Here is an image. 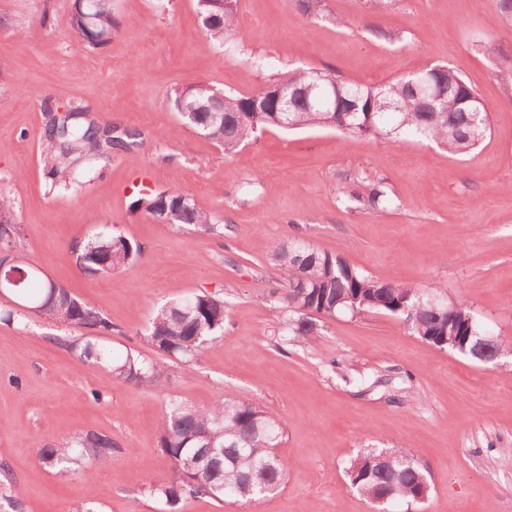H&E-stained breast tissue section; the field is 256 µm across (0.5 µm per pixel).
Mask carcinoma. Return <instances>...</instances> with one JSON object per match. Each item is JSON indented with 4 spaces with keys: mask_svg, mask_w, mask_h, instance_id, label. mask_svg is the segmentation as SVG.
Segmentation results:
<instances>
[{
    "mask_svg": "<svg viewBox=\"0 0 512 512\" xmlns=\"http://www.w3.org/2000/svg\"><path fill=\"white\" fill-rule=\"evenodd\" d=\"M238 0H198L206 44L224 48L237 31ZM70 28L81 50L107 45L119 29V20L107 0L88 11L82 0H72ZM288 89V111L273 105L258 108L253 94H224V111L214 106L218 90L203 81L176 89L171 105L199 137L213 141L229 158L258 132L335 129L357 138L384 137L396 143L435 142L448 154L462 156L487 136L489 117L472 86L447 66L414 61L400 78L371 86L316 69H288L269 80ZM41 156L53 183L66 185L77 163L87 158H108L128 152L138 133L117 125H101L86 107L67 109L56 118L47 109ZM131 208L155 221L174 226L193 225L206 231L217 228L211 213L198 207L180 189H140ZM17 212L11 197L0 193V237L14 240ZM0 264L22 273L16 291L38 316L89 330H108L104 314L77 297L65 285L49 279L34 265L22 264L14 247ZM141 246L111 228L95 227L77 257L87 273H110L136 260ZM271 260L280 270L283 293L275 304L284 314V332L302 343L316 330V317L383 312L400 316L424 341L453 349L459 337L468 338L456 353L481 361L512 347L490 334L462 304L436 299L437 293L414 284L380 281L351 266L339 255L319 251L303 240L276 246ZM224 300L201 293L177 296L157 310L145 329L147 341L160 354L193 362L204 346L224 331ZM82 360H92L109 375L136 385L162 389L168 373L161 363L130 353L115 359L105 346L90 339L67 342ZM159 444L171 467L150 492L171 506L185 497L249 503L277 492L285 484L288 462L275 453L283 438L277 417L265 408L231 394L208 407L172 400L159 422ZM35 457L59 476H68L85 463L112 458L114 446L106 435L87 432L75 442H38ZM349 482L366 500L387 510L391 503L417 506L427 500L430 484L426 470L408 448H366L347 468Z\"/></svg>",
    "mask_w": 512,
    "mask_h": 512,
    "instance_id": "cac0c4a2",
    "label": "carcinoma"
}]
</instances>
